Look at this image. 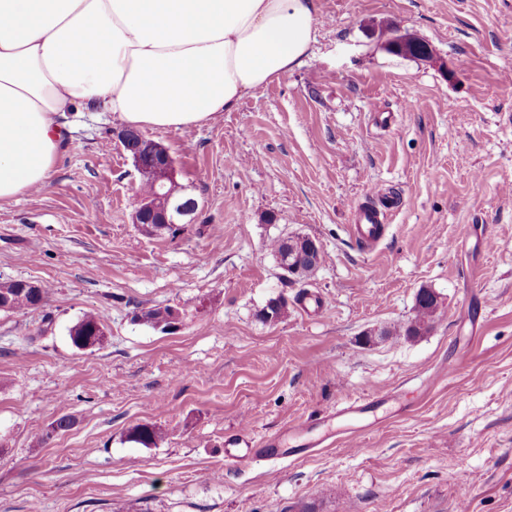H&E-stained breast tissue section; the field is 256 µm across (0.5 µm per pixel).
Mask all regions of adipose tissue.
Returning <instances> with one entry per match:
<instances>
[{
	"instance_id": "1",
	"label": "adipose tissue",
	"mask_w": 512,
	"mask_h": 512,
	"mask_svg": "<svg viewBox=\"0 0 512 512\" xmlns=\"http://www.w3.org/2000/svg\"><path fill=\"white\" fill-rule=\"evenodd\" d=\"M316 0H0V203L45 186L70 113L201 126L302 66Z\"/></svg>"
}]
</instances>
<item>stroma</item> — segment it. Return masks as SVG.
Masks as SVG:
<instances>
[{
  "instance_id": "stroma-1",
  "label": "stroma",
  "mask_w": 512,
  "mask_h": 512,
  "mask_svg": "<svg viewBox=\"0 0 512 512\" xmlns=\"http://www.w3.org/2000/svg\"><path fill=\"white\" fill-rule=\"evenodd\" d=\"M316 3L303 66L204 125L145 129L197 203L180 231L134 224L110 112L74 115L45 187L0 204V281L47 291L0 312V512H457L463 486L468 512H512V0ZM391 27L435 61L388 52ZM371 206L386 229L367 246L352 224ZM294 234L323 251L312 280L270 250ZM423 288L439 307L412 338ZM165 307L175 330L142 321ZM90 311L104 335L79 350ZM319 415L334 442L308 458L224 453L241 426ZM145 423L157 444L129 441ZM103 318L97 312H87L69 330L72 345L77 349H88L98 344L103 334Z\"/></svg>"
}]
</instances>
